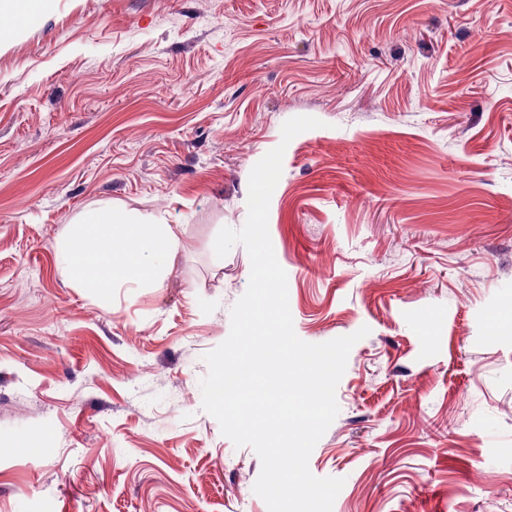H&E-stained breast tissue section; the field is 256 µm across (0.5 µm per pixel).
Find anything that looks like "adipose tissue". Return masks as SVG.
I'll use <instances>...</instances> for the list:
<instances>
[{
	"instance_id": "adipose-tissue-1",
	"label": "adipose tissue",
	"mask_w": 512,
	"mask_h": 512,
	"mask_svg": "<svg viewBox=\"0 0 512 512\" xmlns=\"http://www.w3.org/2000/svg\"><path fill=\"white\" fill-rule=\"evenodd\" d=\"M177 244L170 225L97 210L64 228L57 261L77 287L105 293L119 283L155 280L157 261L173 258Z\"/></svg>"
}]
</instances>
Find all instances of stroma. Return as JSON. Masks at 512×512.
I'll return each mask as SVG.
<instances>
[{
    "mask_svg": "<svg viewBox=\"0 0 512 512\" xmlns=\"http://www.w3.org/2000/svg\"><path fill=\"white\" fill-rule=\"evenodd\" d=\"M298 116L294 330L369 329L311 473L333 512H512V0H53L0 42V512H268L200 382L251 273L215 238ZM102 207L172 226L156 280L62 273Z\"/></svg>",
    "mask_w": 512,
    "mask_h": 512,
    "instance_id": "35a3bbf8",
    "label": "stroma"
}]
</instances>
